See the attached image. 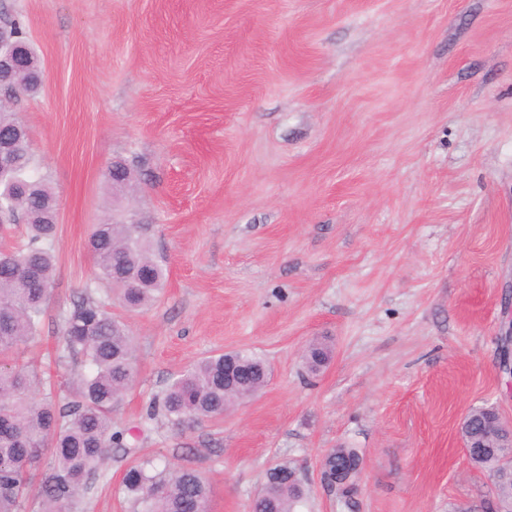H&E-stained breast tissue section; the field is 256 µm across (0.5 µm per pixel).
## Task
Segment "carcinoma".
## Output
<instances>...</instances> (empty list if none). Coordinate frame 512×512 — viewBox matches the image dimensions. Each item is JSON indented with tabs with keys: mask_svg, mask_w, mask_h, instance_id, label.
Wrapping results in <instances>:
<instances>
[{
	"mask_svg": "<svg viewBox=\"0 0 512 512\" xmlns=\"http://www.w3.org/2000/svg\"><path fill=\"white\" fill-rule=\"evenodd\" d=\"M32 58V51H20L14 80L0 88L6 97L37 90L38 76L27 65ZM0 136L10 141L16 157L10 180L0 186V202L8 209L0 233L12 224H26V241L0 250V512H23L38 474L40 512H68L87 481L112 459V449L127 447L124 432L113 429L112 413L136 381L135 344L128 325L112 314L109 304L84 291L66 312L64 334L67 357L88 371L73 380L64 402L49 392L33 397L43 380L22 352L40 331L54 280L56 204L43 180L31 174L27 132L3 106ZM87 247L97 261V279L112 285L125 308L138 309L162 293L166 270L151 257L141 225L96 224ZM233 356L250 370L245 382L224 391V355L200 359L150 403L149 416L161 415L183 429L222 417L232 400L254 395L266 383L267 363L247 351ZM329 359L330 349L321 342L309 344L304 354L312 373ZM496 417L492 406L472 408L460 433L468 444L488 438L484 456L469 462L490 474L497 512H512V471L503 465L512 442L495 426ZM360 460L354 448H335L327 465L355 479ZM294 473L290 465L270 468L252 512H295L306 488L291 479ZM122 487L137 512L208 510V484L191 469L160 470L151 461L137 463L125 471Z\"/></svg>",
	"mask_w": 512,
	"mask_h": 512,
	"instance_id": "obj_1",
	"label": "carcinoma"
}]
</instances>
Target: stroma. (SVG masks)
Returning a JSON list of instances; mask_svg holds the SVG:
<instances>
[{
  "instance_id": "1",
  "label": "stroma",
  "mask_w": 512,
  "mask_h": 512,
  "mask_svg": "<svg viewBox=\"0 0 512 512\" xmlns=\"http://www.w3.org/2000/svg\"><path fill=\"white\" fill-rule=\"evenodd\" d=\"M42 81L12 104L54 192L56 272L25 350L55 358L77 293L109 296L93 225L139 224L167 283L116 308L137 380L130 430L72 512H132L131 459L196 470L209 512H251L293 462L299 512H487L467 409L512 419L499 338L512 321V0H0ZM132 172L115 186L114 162ZM333 349L318 374L306 347ZM249 350L266 385L177 430L147 410L201 358ZM357 449L353 506L322 485ZM330 454L331 457L327 462L329 470L336 471L337 473H341L345 476L353 473L349 483L341 486L346 492H350L354 479L357 478L355 469L361 460L360 455L354 448H334Z\"/></svg>"
}]
</instances>
